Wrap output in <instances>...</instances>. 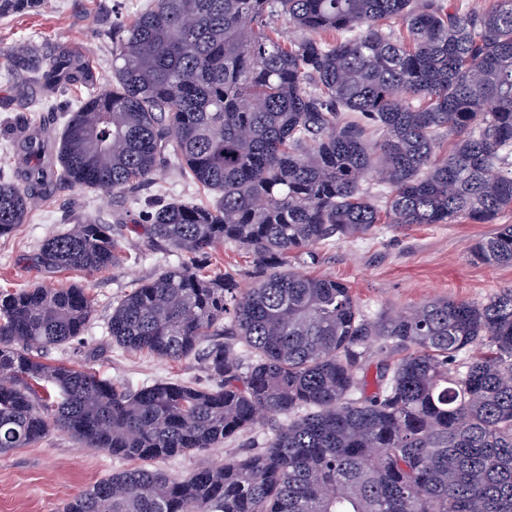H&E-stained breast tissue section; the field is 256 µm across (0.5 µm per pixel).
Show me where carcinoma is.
Segmentation results:
<instances>
[{
  "mask_svg": "<svg viewBox=\"0 0 512 512\" xmlns=\"http://www.w3.org/2000/svg\"><path fill=\"white\" fill-rule=\"evenodd\" d=\"M43 2L0 0V18ZM278 20L300 36L284 39ZM112 44L106 86L75 44L44 58L0 49L3 78L40 86L29 105L76 93L56 157L29 137L14 151L22 179L0 169V238L53 183L145 202L144 234L179 262L113 302L112 344L200 352L212 384L130 388L45 362L90 323L87 290H0V454L56 430L153 463L63 512H512V288L371 320L345 284L307 271L318 244L384 219L403 232L512 210V0L474 13L445 0H153ZM164 168L214 201L142 200ZM227 243L251 258L252 286L195 262ZM468 256L512 265V225ZM121 261L111 225L88 217L33 256L50 273ZM267 422L262 447L187 478L154 466Z\"/></svg>",
  "mask_w": 512,
  "mask_h": 512,
  "instance_id": "cac0c4a2",
  "label": "carcinoma"
}]
</instances>
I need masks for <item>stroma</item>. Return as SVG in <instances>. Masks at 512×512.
Returning a JSON list of instances; mask_svg holds the SVG:
<instances>
[{
	"label": "stroma",
	"instance_id": "1",
	"mask_svg": "<svg viewBox=\"0 0 512 512\" xmlns=\"http://www.w3.org/2000/svg\"><path fill=\"white\" fill-rule=\"evenodd\" d=\"M149 2L48 0L45 9L0 20V48L31 42L46 54L60 41L79 44L95 61L105 84L112 78L108 32L117 30ZM38 94L34 84L0 81V167L8 163L5 145L15 140L40 132L48 142H55L74 94L64 90L53 96L49 108L25 110V102ZM78 217L112 225L125 260L91 276L36 272L32 257L42 241ZM144 222L141 207L122 197L55 187L48 200L30 210L12 237L0 239V289L28 288L39 281L86 287L96 308L94 319L82 336L46 353L48 362L89 368L118 385L139 387L159 380L210 385L201 356L170 361L146 353H125L112 346L107 336L105 325L113 300L154 277L172 260L171 254L148 243ZM492 230L489 224H416L399 234L382 224L372 235L319 245L320 260L311 271L345 283L371 318L389 307L398 310L439 298L480 304L512 287V266L469 261V246ZM125 466V461L85 447L66 433L52 432L30 447L0 454V512H61L68 499Z\"/></svg>",
	"mask_w": 512,
	"mask_h": 512
}]
</instances>
